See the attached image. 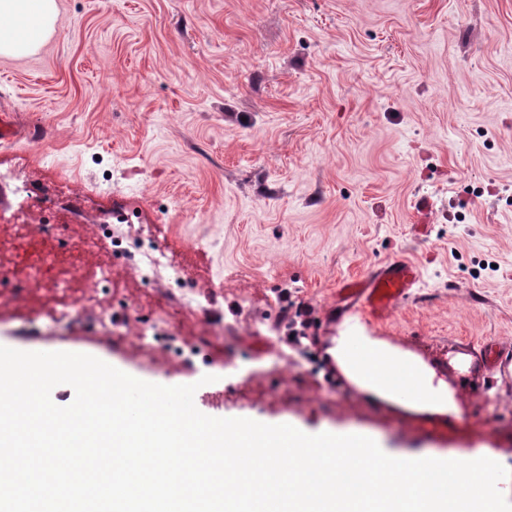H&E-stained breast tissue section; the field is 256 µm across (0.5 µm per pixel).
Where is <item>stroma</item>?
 Masks as SVG:
<instances>
[{"instance_id":"stroma-1","label":"stroma","mask_w":512,"mask_h":512,"mask_svg":"<svg viewBox=\"0 0 512 512\" xmlns=\"http://www.w3.org/2000/svg\"><path fill=\"white\" fill-rule=\"evenodd\" d=\"M57 5L35 54L0 55V109L21 132L0 141V340L197 384L208 416L356 427L393 453L486 454L512 472V368L474 349L512 345V0ZM61 183L92 204L46 235ZM123 205L141 219L113 234L178 250L182 285L214 299L206 315L149 294L109 242L86 246ZM396 256L420 283L367 332L432 366L457 415L372 401L325 355L337 288ZM95 270L112 288L50 324ZM142 323L174 330L188 359L141 348Z\"/></svg>"}]
</instances>
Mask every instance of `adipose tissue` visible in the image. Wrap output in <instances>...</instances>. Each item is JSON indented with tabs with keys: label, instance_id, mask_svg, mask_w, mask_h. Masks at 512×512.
Listing matches in <instances>:
<instances>
[{
	"label": "adipose tissue",
	"instance_id": "obj_1",
	"mask_svg": "<svg viewBox=\"0 0 512 512\" xmlns=\"http://www.w3.org/2000/svg\"><path fill=\"white\" fill-rule=\"evenodd\" d=\"M56 0H0V55L35 53L51 36ZM327 354L361 392L375 401H390L431 413H453L457 398L433 369L420 359L347 325Z\"/></svg>",
	"mask_w": 512,
	"mask_h": 512
}]
</instances>
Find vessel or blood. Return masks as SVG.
Wrapping results in <instances>:
<instances>
[{
  "label": "vessel or blood",
  "instance_id": "b4317fda",
  "mask_svg": "<svg viewBox=\"0 0 512 512\" xmlns=\"http://www.w3.org/2000/svg\"><path fill=\"white\" fill-rule=\"evenodd\" d=\"M419 277L414 263L392 259L365 278L343 283L337 291L335 307L354 311L363 323L383 322L410 298Z\"/></svg>",
  "mask_w": 512,
  "mask_h": 512
}]
</instances>
